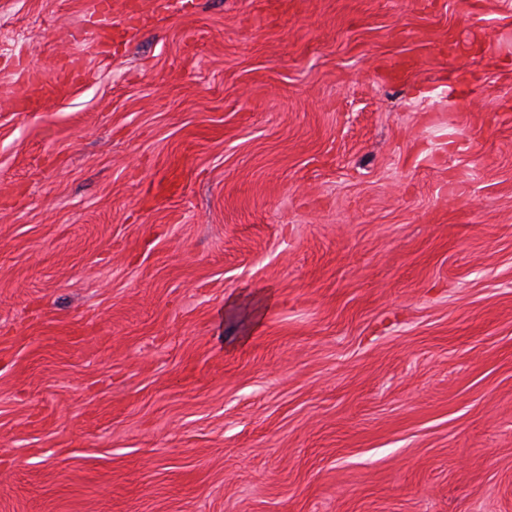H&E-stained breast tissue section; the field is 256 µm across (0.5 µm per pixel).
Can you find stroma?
<instances>
[{
    "mask_svg": "<svg viewBox=\"0 0 512 512\" xmlns=\"http://www.w3.org/2000/svg\"><path fill=\"white\" fill-rule=\"evenodd\" d=\"M93 2L0 0V512H512V0ZM61 83L34 75L16 99L14 107L19 112H37L50 98L59 93Z\"/></svg>",
    "mask_w": 512,
    "mask_h": 512,
    "instance_id": "obj_1",
    "label": "stroma"
}]
</instances>
